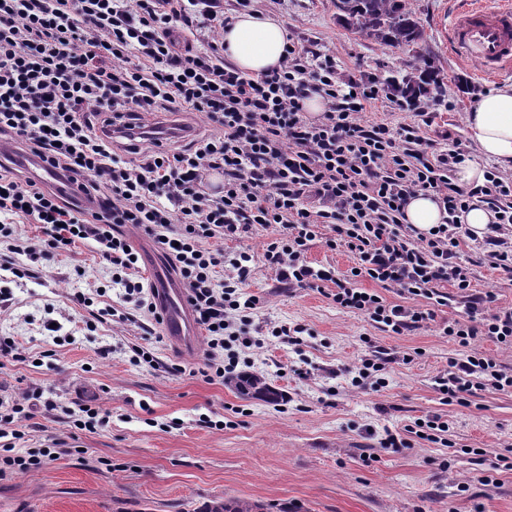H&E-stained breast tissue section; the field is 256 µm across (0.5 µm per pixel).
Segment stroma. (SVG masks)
Segmentation results:
<instances>
[{
  "label": "stroma",
  "mask_w": 512,
  "mask_h": 512,
  "mask_svg": "<svg viewBox=\"0 0 512 512\" xmlns=\"http://www.w3.org/2000/svg\"><path fill=\"white\" fill-rule=\"evenodd\" d=\"M423 38L397 47L351 30L332 0H255L256 10L280 17L295 40L336 56L345 73L402 77L431 66L444 84L465 78L452 112H434L421 134L450 132L464 153L474 148L466 113L488 82L462 68L444 41L449 0H407ZM272 230L257 228L225 241L224 251L254 257L246 293L259 300L247 330L263 339L251 354L283 397L244 399L223 382L199 376L205 341L179 353L158 324L124 301L93 244L34 261L36 275L19 279L0 269V336H11L26 360L0 363V397L56 393L68 406L89 401L108 411L97 430L73 432L66 415L35 409L28 447L77 436L78 451L61 448L57 460L0 480V512H203L206 504L244 498L268 512H512V394L475 390L468 406L445 405L435 381L448 359L463 356L441 328L465 319L457 289L427 326L405 336L374 328L361 314L336 308L314 288H291L262 254ZM472 290L490 294L487 312L512 308V274L482 263ZM93 296L118 318L87 330V309L76 294ZM301 328V344L268 336L271 325ZM74 336L58 346L55 334ZM149 348L167 371L134 362L132 349ZM389 352V384L376 391L351 387L344 370ZM411 362H403V354ZM433 413L450 421L449 446L420 442L384 448L383 428ZM492 474L491 484L480 478Z\"/></svg>",
  "instance_id": "stroma-1"
}]
</instances>
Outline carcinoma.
Segmentation results:
<instances>
[{"label":"carcinoma","instance_id":"cac0c4a2","mask_svg":"<svg viewBox=\"0 0 512 512\" xmlns=\"http://www.w3.org/2000/svg\"><path fill=\"white\" fill-rule=\"evenodd\" d=\"M336 10L352 28L395 46L422 38V31L402 6V0H333ZM228 384L244 398L276 401L281 394L260 374L243 373L228 379ZM265 505L235 499L209 504L205 512H264Z\"/></svg>","mask_w":512,"mask_h":512}]
</instances>
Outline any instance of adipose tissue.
Listing matches in <instances>:
<instances>
[{"label": "adipose tissue", "instance_id": "adipose-tissue-1", "mask_svg": "<svg viewBox=\"0 0 512 512\" xmlns=\"http://www.w3.org/2000/svg\"><path fill=\"white\" fill-rule=\"evenodd\" d=\"M288 29L281 19L244 12L224 28V57L241 72L257 76L279 67L288 44ZM466 127L477 149L455 167L460 186H480L486 181L485 161L512 169V85L488 91L467 112Z\"/></svg>", "mask_w": 512, "mask_h": 512}]
</instances>
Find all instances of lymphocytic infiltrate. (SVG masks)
Wrapping results in <instances>:
<instances>
[{
	"mask_svg": "<svg viewBox=\"0 0 512 512\" xmlns=\"http://www.w3.org/2000/svg\"><path fill=\"white\" fill-rule=\"evenodd\" d=\"M227 22L223 0H0V136L59 177L82 178L76 200L0 158V214L43 229L32 243L1 224L0 246L33 258L93 242L111 283L140 303L147 291L135 275L139 257L122 227L141 229L177 272L208 337L202 375L224 380L237 372L234 343L253 345L244 332L258 303L243 290L252 255H227L224 243L273 227L263 257L289 287L333 283L337 308L388 335L434 320L436 307L448 303L444 285L465 293L468 320L442 329L465 354L449 357L436 389L444 403L462 407L484 381L511 393L512 371L470 348L479 336L512 346V310L484 314L485 297L470 293L472 270L457 259L467 230L457 217L473 199L487 204L496 220L479 258L511 273L512 241L500 232L512 224V177L492 169L484 185L460 188L458 142L439 147L418 126L362 117L378 102L427 117L430 103L447 96L443 81L345 75L334 55L294 40L280 68L251 77L224 60ZM315 96L324 110L311 117L304 102ZM161 111L199 113L213 131L184 150L158 140L141 152L144 118ZM214 172L224 183L210 192ZM419 192L446 214L426 234L405 222ZM320 236L358 256L346 278L307 261L309 242ZM361 279L379 291L358 287ZM387 290L401 303L387 302ZM31 418L25 402L0 398V479L56 460L52 444L20 450ZM448 430L447 418L433 414L384 429L380 443L444 445Z\"/></svg>",
	"mask_w": 512,
	"mask_h": 512,
	"instance_id": "lymphocytic-infiltrate-1",
	"label": "lymphocytic infiltrate"
}]
</instances>
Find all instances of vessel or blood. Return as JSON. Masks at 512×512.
<instances>
[{
    "mask_svg": "<svg viewBox=\"0 0 512 512\" xmlns=\"http://www.w3.org/2000/svg\"><path fill=\"white\" fill-rule=\"evenodd\" d=\"M448 23V49L461 63L478 65L486 79L512 70V0H459ZM150 287L162 318V330L182 352L198 342L185 291L161 275Z\"/></svg>",
    "mask_w": 512,
    "mask_h": 512,
    "instance_id": "b4317fda",
    "label": "vessel or blood"
}]
</instances>
